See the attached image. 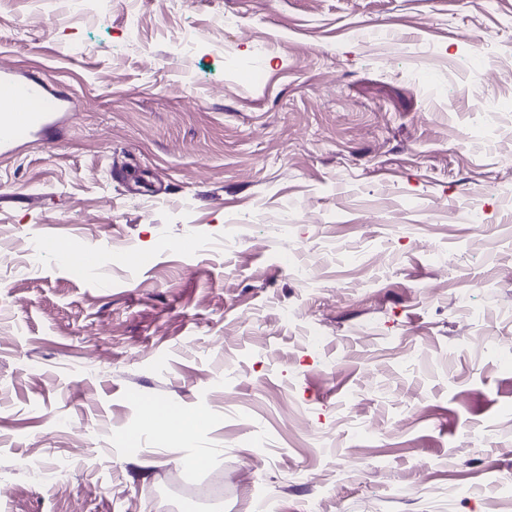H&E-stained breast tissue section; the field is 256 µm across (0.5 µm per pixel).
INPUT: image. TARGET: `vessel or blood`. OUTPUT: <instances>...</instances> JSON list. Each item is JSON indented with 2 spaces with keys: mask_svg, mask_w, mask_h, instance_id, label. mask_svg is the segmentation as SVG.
<instances>
[{
  "mask_svg": "<svg viewBox=\"0 0 512 512\" xmlns=\"http://www.w3.org/2000/svg\"><path fill=\"white\" fill-rule=\"evenodd\" d=\"M68 110V98L53 92L43 78L0 71V157L41 138Z\"/></svg>",
  "mask_w": 512,
  "mask_h": 512,
  "instance_id": "1",
  "label": "vessel or blood"
}]
</instances>
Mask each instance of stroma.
Listing matches in <instances>:
<instances>
[{"instance_id":"obj_1","label":"stroma","mask_w":512,"mask_h":512,"mask_svg":"<svg viewBox=\"0 0 512 512\" xmlns=\"http://www.w3.org/2000/svg\"><path fill=\"white\" fill-rule=\"evenodd\" d=\"M1 66L72 107L0 246L100 266L0 267V512H512V0H0ZM197 416L189 411L180 412L178 415H168L152 405L148 406L149 424L176 433L183 438H188L190 435L187 433L196 429L194 421Z\"/></svg>"}]
</instances>
